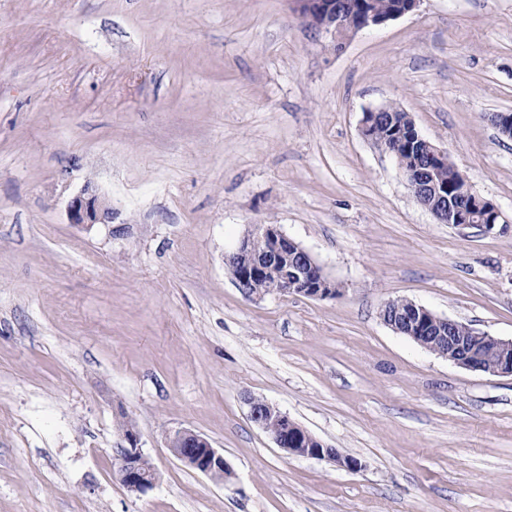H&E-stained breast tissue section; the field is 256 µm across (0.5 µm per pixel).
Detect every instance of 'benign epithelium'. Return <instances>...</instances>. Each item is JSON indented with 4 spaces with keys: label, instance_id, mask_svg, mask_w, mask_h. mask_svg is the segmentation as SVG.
<instances>
[{
    "label": "benign epithelium",
    "instance_id": "benign-epithelium-1",
    "mask_svg": "<svg viewBox=\"0 0 512 512\" xmlns=\"http://www.w3.org/2000/svg\"><path fill=\"white\" fill-rule=\"evenodd\" d=\"M301 16L307 24L321 32L336 35V30L348 24L351 33L381 26L412 11L419 0H405L398 10L376 16L370 11L357 14L336 9L345 0H301ZM431 213L441 224H453L466 229L468 215L464 209L449 202ZM69 223L83 226L112 223V207L100 196L97 188L88 182L81 192L68 203ZM294 241L286 236L275 224H261L247 233L240 246L224 256L225 266L237 288L252 299L263 294L248 288L251 279L272 271L281 263L279 272L282 291L311 298L334 297L339 293L331 281L303 248L288 255V246ZM391 329L404 334L423 348L448 359L463 368L490 375H512V339L503 340L473 328L465 332L457 330V322L441 317L412 301L408 302L404 318L398 323L387 322ZM249 420L261 431L268 434L275 445L291 456L326 459L351 471L361 468L354 457L341 454L337 449L316 438L287 413L265 400L246 396ZM125 445L115 449L118 473L125 488L132 493H144L157 481V473L146 466V457L140 446L137 430L122 432ZM173 455L185 466L196 470L213 480L227 482L234 472L224 459V454L213 448L209 440L191 431H180L169 439Z\"/></svg>",
    "mask_w": 512,
    "mask_h": 512
}]
</instances>
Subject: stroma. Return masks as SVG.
Wrapping results in <instances>:
<instances>
[{"mask_svg": "<svg viewBox=\"0 0 512 512\" xmlns=\"http://www.w3.org/2000/svg\"><path fill=\"white\" fill-rule=\"evenodd\" d=\"M398 107L501 218L437 223L366 110ZM512 0H419L334 46L298 0H0V512H512V376L395 333L407 299L512 338ZM94 184L112 221L70 223ZM276 224L339 295L252 300ZM267 400L357 458L289 456ZM129 420L158 473L116 470ZM190 430L230 484L184 466ZM173 455L185 466L213 480L226 483L233 476L231 465L223 453L213 448L209 440L191 431H180L169 439Z\"/></svg>", "mask_w": 512, "mask_h": 512, "instance_id": "obj_1", "label": "stroma"}]
</instances>
